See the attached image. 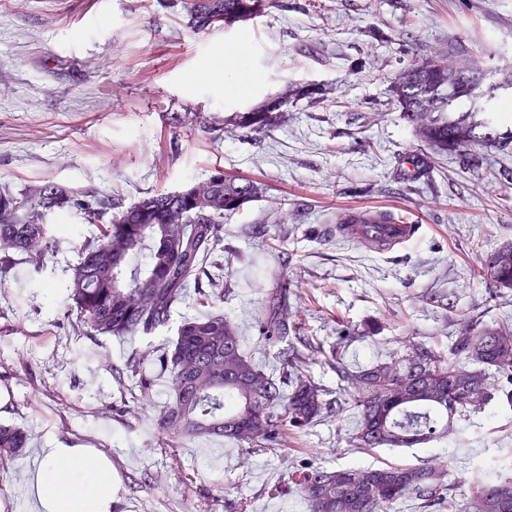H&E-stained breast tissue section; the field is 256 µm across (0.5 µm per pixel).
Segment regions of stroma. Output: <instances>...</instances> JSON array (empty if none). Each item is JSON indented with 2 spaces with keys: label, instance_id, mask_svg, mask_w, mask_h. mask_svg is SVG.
Segmentation results:
<instances>
[{
  "label": "stroma",
  "instance_id": "stroma-1",
  "mask_svg": "<svg viewBox=\"0 0 512 512\" xmlns=\"http://www.w3.org/2000/svg\"><path fill=\"white\" fill-rule=\"evenodd\" d=\"M186 22L156 0H0V187L52 181L130 204L216 167L262 184V196L224 217L230 269L215 308L279 377L288 345L264 344L258 320L281 276L302 339L332 343L354 328L344 349L353 368L410 340L448 347L463 315L512 321V299L491 307L473 276L512 243V149L431 155L389 92L432 47L464 67L512 65V0H271L230 28L198 34ZM240 43L257 79L245 96L204 78ZM295 83L326 96L298 102L286 126L264 134L225 130V113ZM352 209L393 213L421 235L391 252L338 241L336 217ZM67 222L43 268L0 274V423L39 447L77 449V467L103 458L107 512H254L260 502L306 512L295 484L310 465L423 466L439 456L468 478L512 456V408L493 404L415 448L349 447L354 419L327 417L289 432L278 450L244 449L235 468L216 465L219 440L158 429L169 389L157 367L145 396L111 370L132 352L162 350L201 308L187 298L151 335H76L65 285L89 227L77 212ZM26 484L18 457L0 461V512H36Z\"/></svg>",
  "mask_w": 512,
  "mask_h": 512
}]
</instances>
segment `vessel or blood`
<instances>
[{
	"label": "vessel or blood",
	"instance_id": "obj_1",
	"mask_svg": "<svg viewBox=\"0 0 512 512\" xmlns=\"http://www.w3.org/2000/svg\"><path fill=\"white\" fill-rule=\"evenodd\" d=\"M342 218V224L336 227L337 239L364 241L382 252L392 251L415 240L421 230L420 225L387 218L381 211H346Z\"/></svg>",
	"mask_w": 512,
	"mask_h": 512
}]
</instances>
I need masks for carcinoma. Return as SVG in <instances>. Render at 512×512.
Segmentation results:
<instances>
[{"label": "carcinoma", "instance_id": "obj_1", "mask_svg": "<svg viewBox=\"0 0 512 512\" xmlns=\"http://www.w3.org/2000/svg\"><path fill=\"white\" fill-rule=\"evenodd\" d=\"M181 3L196 33L231 27L260 14L267 0H171ZM456 71L452 61L414 62L391 83L393 102L416 127L421 147L434 154L471 156L477 147H512V130L487 116L493 100H512V72ZM322 90L295 84L245 112L224 115V128L266 133L288 121L289 105L317 102ZM196 182L184 192H158L125 207L112 195H79L53 182L15 194L0 190V264L20 257L35 269L52 257L55 239L46 217L78 211L94 231L77 249L66 285L67 312L75 333L116 339L151 334L168 324L183 303L192 280L216 262L222 248L224 215L241 210L262 194L258 183L215 168L202 195ZM478 275L495 298L512 292V243L481 262ZM262 339L288 337L287 305L274 304L259 320ZM324 357L345 383L342 396L325 399L322 386L304 374L306 360ZM167 376L170 400L157 425L171 438L219 437L242 448H274L284 431L349 409L359 421L350 433L357 449L412 448L451 434L454 422L479 413L494 399L512 407V323L492 325L466 319L449 350L425 341L361 370H353L338 348L306 344L287 362L290 383L266 372L246 354L238 326L222 312L186 319L172 347L158 359ZM112 375L150 381L142 372V355L130 354ZM290 390H285V386ZM19 427L0 424V459L26 447ZM457 481L440 463L372 468L351 465L328 471L312 469L299 484L307 512H391L402 501L417 502L420 512H512V465L492 467L468 482L461 497Z\"/></svg>", "mask_w": 512, "mask_h": 512}]
</instances>
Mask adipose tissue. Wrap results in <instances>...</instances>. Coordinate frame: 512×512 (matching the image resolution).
I'll list each match as a JSON object with an SVG mask.
<instances>
[{"label": "adipose tissue", "instance_id": "obj_1", "mask_svg": "<svg viewBox=\"0 0 512 512\" xmlns=\"http://www.w3.org/2000/svg\"><path fill=\"white\" fill-rule=\"evenodd\" d=\"M36 468L32 488L44 512H102L111 496L112 484L107 480L101 459H89L87 469L95 478L93 493L69 473L72 453L67 448H46Z\"/></svg>", "mask_w": 512, "mask_h": 512}]
</instances>
